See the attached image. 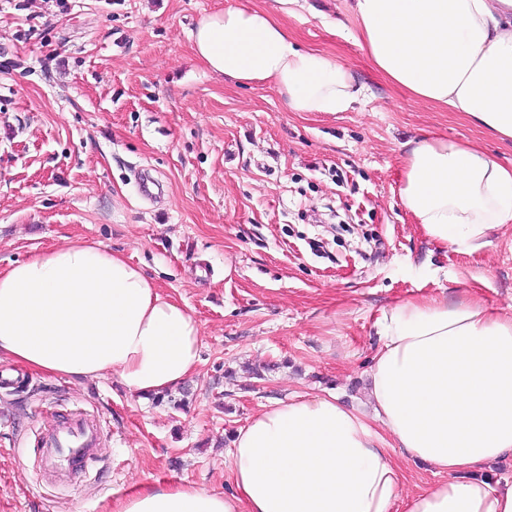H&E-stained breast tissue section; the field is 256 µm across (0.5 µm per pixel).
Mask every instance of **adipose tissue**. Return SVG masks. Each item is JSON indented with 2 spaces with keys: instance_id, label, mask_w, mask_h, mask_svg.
<instances>
[{
  "instance_id": "1",
  "label": "adipose tissue",
  "mask_w": 512,
  "mask_h": 512,
  "mask_svg": "<svg viewBox=\"0 0 512 512\" xmlns=\"http://www.w3.org/2000/svg\"><path fill=\"white\" fill-rule=\"evenodd\" d=\"M350 36L410 95L512 139V0H347ZM192 48L212 72L269 83L296 112L352 110L361 90L334 58L301 50L270 15L206 14ZM400 200L427 238L475 253L512 224V168L475 144H406ZM368 410L335 395L277 400L236 432V492L151 484L117 512H512V485L476 470L512 456V312L463 294L408 299L376 321ZM196 321L121 254L76 239L0 268V362L52 377L118 374L147 397L200 362ZM447 480L402 495L388 453Z\"/></svg>"
}]
</instances>
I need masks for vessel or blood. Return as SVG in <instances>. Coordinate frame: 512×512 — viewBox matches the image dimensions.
<instances>
[{"label": "vessel or blood", "mask_w": 512, "mask_h": 512, "mask_svg": "<svg viewBox=\"0 0 512 512\" xmlns=\"http://www.w3.org/2000/svg\"><path fill=\"white\" fill-rule=\"evenodd\" d=\"M48 470L65 473L84 471L99 449L96 421L82 413L59 415L54 425L36 435Z\"/></svg>", "instance_id": "b4317fda"}]
</instances>
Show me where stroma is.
Wrapping results in <instances>:
<instances>
[{"mask_svg":"<svg viewBox=\"0 0 512 512\" xmlns=\"http://www.w3.org/2000/svg\"><path fill=\"white\" fill-rule=\"evenodd\" d=\"M269 11L365 88L353 110L294 112L270 85L209 71L190 32L217 9ZM344 0H0V267L79 238L121 252L201 331L200 363L162 397L118 376L50 378L0 363V512H114L137 485L235 490L227 450L271 401L366 402L382 311L476 293L512 307V224L474 254L403 207L406 141L512 140L411 96L348 37ZM101 421L97 463L36 477L56 412ZM403 491L444 482L401 448Z\"/></svg>","mask_w":512,"mask_h":512,"instance_id":"obj_1","label":"stroma"}]
</instances>
